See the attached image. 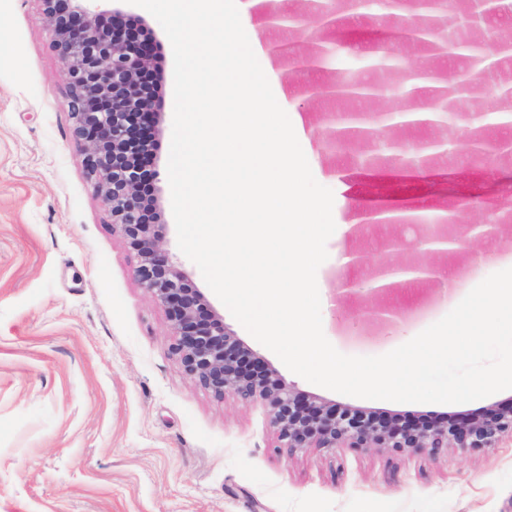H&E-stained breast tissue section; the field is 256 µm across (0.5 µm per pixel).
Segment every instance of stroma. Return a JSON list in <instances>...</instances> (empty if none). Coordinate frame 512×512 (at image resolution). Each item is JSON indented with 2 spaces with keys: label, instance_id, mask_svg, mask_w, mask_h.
Returning <instances> with one entry per match:
<instances>
[{
  "label": "stroma",
  "instance_id": "1",
  "mask_svg": "<svg viewBox=\"0 0 512 512\" xmlns=\"http://www.w3.org/2000/svg\"><path fill=\"white\" fill-rule=\"evenodd\" d=\"M160 44L163 101L155 130L154 181L163 247L171 263L224 317L226 327L272 365L279 358L229 315L197 266L177 246L167 175L173 119V50L159 22L143 8L117 0ZM302 27L257 28L272 55L270 82L281 85L285 108L298 114L316 181L334 189L332 216L347 224L369 211L387 190L362 169L361 147L339 149L329 137L331 104L322 86L349 77L390 86L409 69L375 70L363 63V44L350 33L396 28L398 9L372 0L359 13L341 12L334 28L320 27L308 0H275ZM320 29L337 63L304 65ZM463 113L438 123L389 130L401 141L452 143L456 163L434 161L398 191L424 198L429 211L465 210L471 223L491 220L487 206L512 202V152L489 173H474L464 157L476 140L512 139L502 126V103L471 91L448 98ZM348 184L337 192V184ZM403 246L396 263H422L477 275L445 290L436 281L407 283L382 305L395 322L360 312L358 295L339 293L345 252L362 257L346 269L361 281L376 266L383 238ZM415 235L397 226L334 234L317 271L324 295L323 332L341 353L378 356L408 342L447 315L481 279L512 267V223L495 238L460 250L419 252ZM139 254L112 226V214L82 165L74 134L70 90L48 31L42 0H0V512H512V439L496 447L449 449L431 457L410 450L282 448L268 406L217 397L186 373L172 350L165 309L146 292L135 270ZM285 380L302 393L384 418L463 417L512 403V389L462 404L397 403L345 396L313 385L289 369Z\"/></svg>",
  "mask_w": 512,
  "mask_h": 512
}]
</instances>
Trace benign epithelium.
<instances>
[{
  "label": "benign epithelium",
  "mask_w": 512,
  "mask_h": 512,
  "mask_svg": "<svg viewBox=\"0 0 512 512\" xmlns=\"http://www.w3.org/2000/svg\"><path fill=\"white\" fill-rule=\"evenodd\" d=\"M63 74L71 89L70 108L75 132L84 147V165L95 178L104 203L112 212V224L137 248L140 265L137 277L143 288L167 312L174 352L185 371L214 395H232L246 401H261L271 412V423L284 447L324 448L331 452L346 448H392L414 450L437 456L448 448L475 450L493 448L505 436L512 437V405L490 406L472 417L459 420H405L380 418L303 394L254 353L223 317L207 305L187 275L174 267L155 229L152 199L146 190L147 167L154 143V117L158 101L149 78L156 74L155 41L135 20L119 10L90 11L85 0H42ZM412 40L433 54L469 39V29L448 26L444 42L428 40L423 19L415 7L404 15ZM365 47L376 59H388L387 40L376 33L363 37ZM339 109H331V124H349L341 132L331 129L333 144L346 148L356 142H373L377 129L424 126L411 121L407 112H369L352 107L356 101L383 97L374 84L363 92L341 84ZM440 143L418 140L410 144L385 137L373 152L360 157L365 170L379 166L380 154L401 170L429 165L435 156L450 154ZM413 214L384 220L386 224H415L421 228L417 245L426 246L450 238L466 241L474 225L463 211L450 208L443 216L411 206ZM402 241H387L385 256L359 288L371 299L394 288L374 286L389 273L415 271V263L395 264L387 257L399 251Z\"/></svg>",
  "instance_id": "benign-epithelium-1"
}]
</instances>
